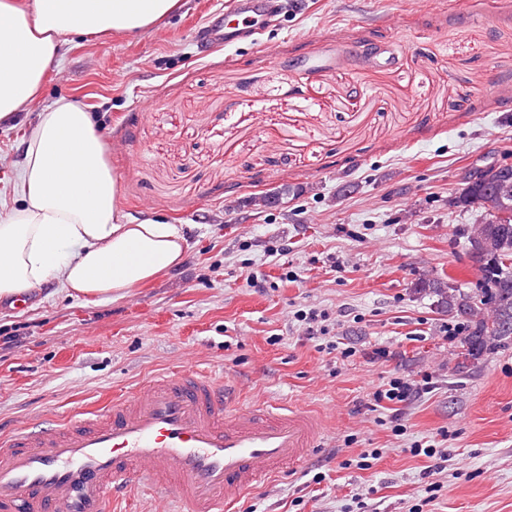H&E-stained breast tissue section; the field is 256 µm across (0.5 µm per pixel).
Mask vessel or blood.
I'll list each match as a JSON object with an SVG mask.
<instances>
[{"instance_id":"obj_1","label":"vessel or blood","mask_w":512,"mask_h":512,"mask_svg":"<svg viewBox=\"0 0 512 512\" xmlns=\"http://www.w3.org/2000/svg\"><path fill=\"white\" fill-rule=\"evenodd\" d=\"M278 0H226L215 43L252 37ZM320 419L285 405L241 408L194 370L152 376L62 424L0 431V512H112L117 493H165L160 512H230L249 490L317 448Z\"/></svg>"}]
</instances>
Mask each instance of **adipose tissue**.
I'll use <instances>...</instances> for the list:
<instances>
[{"label": "adipose tissue", "mask_w": 512, "mask_h": 512, "mask_svg": "<svg viewBox=\"0 0 512 512\" xmlns=\"http://www.w3.org/2000/svg\"><path fill=\"white\" fill-rule=\"evenodd\" d=\"M180 0H0V125L38 97L67 38L135 36ZM13 191L0 214V298L50 282L94 301L112 300L179 266L186 239L174 224L127 223L118 178L89 112L61 100L22 142Z\"/></svg>", "instance_id": "adipose-tissue-1"}]
</instances>
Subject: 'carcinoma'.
Masks as SVG:
<instances>
[{
  "mask_svg": "<svg viewBox=\"0 0 512 512\" xmlns=\"http://www.w3.org/2000/svg\"><path fill=\"white\" fill-rule=\"evenodd\" d=\"M467 184L461 207L482 211L476 228L493 241V250L477 259L480 287L465 292L435 278L416 283L417 290L436 296L438 307L463 325L466 362L512 341V183L504 187L470 178Z\"/></svg>",
  "mask_w": 512,
  "mask_h": 512,
  "instance_id": "obj_1",
  "label": "carcinoma"
}]
</instances>
